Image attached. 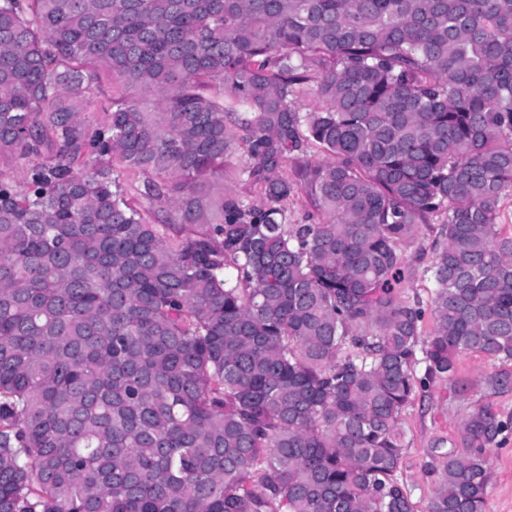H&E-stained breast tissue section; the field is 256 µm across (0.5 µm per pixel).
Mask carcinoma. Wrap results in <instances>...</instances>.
<instances>
[{
    "mask_svg": "<svg viewBox=\"0 0 512 512\" xmlns=\"http://www.w3.org/2000/svg\"><path fill=\"white\" fill-rule=\"evenodd\" d=\"M103 76L134 96L88 122ZM2 153L0 512H415L417 385L512 361V0H0ZM507 428L478 404L435 443L429 512H486ZM244 151V147L240 146L236 155L226 162L224 166V186L231 188L236 194L248 201L259 202V189L242 181L239 176L240 163L246 159ZM144 176L135 172H127L125 177V188L128 198L132 204L141 209L148 220L153 224H176L166 221L167 213L159 211L158 207L151 206L140 194ZM284 207L287 211L288 223L290 224L308 223L306 220L309 214H314L315 220H317V214L304 193L290 197L288 201L284 203ZM432 222L434 224H423L414 242L406 248V255L411 264L417 268V273L406 284V288L402 289V296L411 302L419 300L422 307L426 309L420 323V344L432 335L434 329L433 319L429 311V301L434 286L431 280L421 274L422 269L432 262L434 257L433 244L436 238L439 239L440 221L434 218Z\"/></svg>",
    "mask_w": 512,
    "mask_h": 512,
    "instance_id": "obj_1",
    "label": "carcinoma"
}]
</instances>
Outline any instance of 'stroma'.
<instances>
[{
  "label": "stroma",
  "instance_id": "35a3bbf8",
  "mask_svg": "<svg viewBox=\"0 0 512 512\" xmlns=\"http://www.w3.org/2000/svg\"><path fill=\"white\" fill-rule=\"evenodd\" d=\"M456 377L467 383L466 395H457L445 384H432L418 389L401 418L407 447L400 473L416 512H427L434 495L429 450L436 440H457L463 419L478 404L492 405L501 419H512V362L502 363L479 352L466 353L458 359ZM494 377L501 378V385H491ZM487 455L492 481L486 493V512H512V426Z\"/></svg>",
  "mask_w": 512,
  "mask_h": 512
}]
</instances>
